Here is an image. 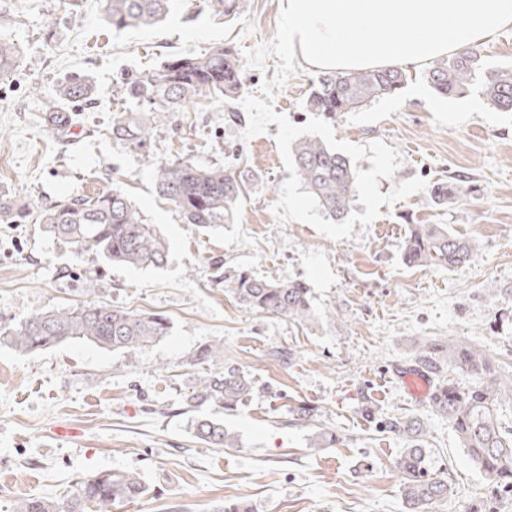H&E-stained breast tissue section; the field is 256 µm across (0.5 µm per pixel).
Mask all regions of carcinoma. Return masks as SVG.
<instances>
[{"mask_svg":"<svg viewBox=\"0 0 512 512\" xmlns=\"http://www.w3.org/2000/svg\"><path fill=\"white\" fill-rule=\"evenodd\" d=\"M174 0H104L105 17L112 28L123 30L154 26L164 21ZM244 0H205L207 10L229 20L239 14ZM16 58L15 48L0 40V77L8 75ZM425 78L444 97L459 96L472 88L497 109L512 112V68L490 67L477 49L468 47L451 58L428 63ZM407 81L400 68L368 71H328L319 75L305 100L309 112L334 118L359 104L392 96ZM241 62L229 47H216L202 56L173 57L157 71L128 81L125 93L149 107L164 121L186 102L206 91L226 102L238 99L245 88ZM90 102L87 83L67 79L57 85L46 111L57 112L63 103ZM112 135L130 144H142L143 129L132 118L115 116ZM297 173L328 217L345 220L356 200L355 169L351 161L316 138H305L293 147ZM242 182L235 171L221 166L203 167L188 160L165 162L154 168L156 194L171 204L185 224L208 228L231 224ZM470 186L461 179L455 185L436 184L437 200L464 196ZM35 222L55 238L76 249L94 252L104 260L128 266L160 267L166 262L167 241L128 196L112 189L96 196L63 200L39 212L27 204L0 196V223ZM473 246L438 224H413L405 241L403 260L410 266L457 267L471 261ZM224 290L242 306L259 313L283 316L297 322L314 318L310 288L302 281L260 279L244 269L224 273ZM169 322L160 315L114 308L103 303L71 305L36 314L16 327L1 331L16 350L28 353L71 340H85L103 349L131 351L166 336ZM420 364L437 375L430 394L431 406L448 418L462 448L492 487L512 492V429L499 416L502 399L512 397V379L496 374L491 357L464 340L423 345ZM195 365L210 366L188 397V407L210 403L225 411L242 406L252 393L251 378L232 366H224V344H206L191 357ZM465 373L467 382L440 377L442 369ZM403 435L407 446L397 459L403 477L407 512H428L447 499V473L435 469L423 448V425L418 420L390 423ZM195 435L215 448H236L238 441L218 418L195 421ZM150 493L136 470L99 471L78 482L66 500L26 498L14 512H106L121 503Z\"/></svg>","mask_w":512,"mask_h":512,"instance_id":"obj_1","label":"carcinoma"}]
</instances>
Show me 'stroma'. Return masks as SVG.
I'll list each match as a JSON object with an SVG mask.
<instances>
[{
    "label": "stroma",
    "mask_w": 512,
    "mask_h": 512,
    "mask_svg": "<svg viewBox=\"0 0 512 512\" xmlns=\"http://www.w3.org/2000/svg\"><path fill=\"white\" fill-rule=\"evenodd\" d=\"M200 2L177 0L163 23L116 31L103 0H0V39L17 52L15 70L0 79V195L41 209L118 189L169 246L163 267L134 268L74 254L39 224H0V326L85 302L171 324L169 336L131 352L75 340L25 354L0 341V512L129 468L151 492L112 512H220L237 499L249 512H406L396 468L406 442L390 425L409 419L421 421L425 446L450 479L448 499L432 512H471L492 495L499 512H512V493L491 491L447 418L397 377L420 345L448 338L468 340L499 373H512V112L475 89L440 96L423 71L409 72L397 94L337 115L336 139L396 150L401 164L380 179L381 193L416 176L434 185L459 174L474 192L437 202L425 191L381 205L369 227L354 225L339 240L279 222L272 205L290 174L277 124L244 141L240 102L198 96L161 123L119 90L169 58L226 44L240 54L275 36L281 0H246L229 21ZM295 65L273 104L302 125L318 72ZM64 78L91 83L93 103L68 105L76 131L61 137L43 111ZM123 110L145 129L143 144L113 137L112 116ZM177 159L235 170L243 192L234 223H182L155 193L154 163ZM414 224L448 227L472 243V260L407 266ZM240 268L307 281L314 320L241 307L223 279ZM214 342L223 343L225 364L250 375L252 398L224 414L207 404L185 410L201 372L190 357ZM303 403L317 407L314 421L293 415ZM218 414L238 447L194 437V418ZM323 428L335 445L315 447Z\"/></svg>",
    "instance_id": "35a3bbf8"
}]
</instances>
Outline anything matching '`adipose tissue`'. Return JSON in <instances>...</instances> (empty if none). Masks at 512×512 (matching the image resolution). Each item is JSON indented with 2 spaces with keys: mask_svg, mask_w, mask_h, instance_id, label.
Returning a JSON list of instances; mask_svg holds the SVG:
<instances>
[{
  "mask_svg": "<svg viewBox=\"0 0 512 512\" xmlns=\"http://www.w3.org/2000/svg\"><path fill=\"white\" fill-rule=\"evenodd\" d=\"M282 16L315 69L409 70L512 27V0H284Z\"/></svg>",
  "mask_w": 512,
  "mask_h": 512,
  "instance_id": "ef3b65f1",
  "label": "adipose tissue"
}]
</instances>
